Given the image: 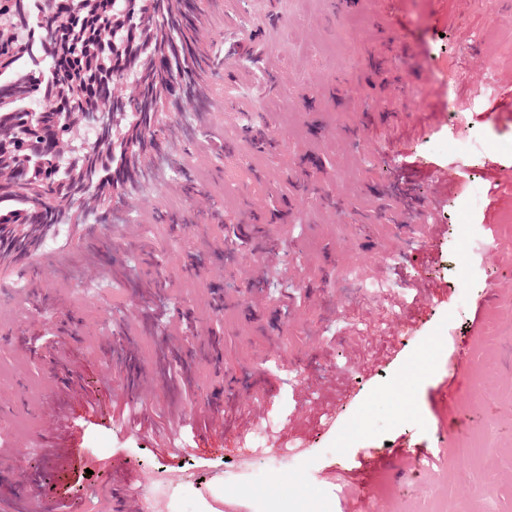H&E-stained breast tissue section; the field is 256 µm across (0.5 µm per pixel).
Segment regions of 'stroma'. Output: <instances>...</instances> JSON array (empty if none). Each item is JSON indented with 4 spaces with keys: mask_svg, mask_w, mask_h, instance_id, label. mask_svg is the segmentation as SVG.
<instances>
[{
    "mask_svg": "<svg viewBox=\"0 0 512 512\" xmlns=\"http://www.w3.org/2000/svg\"><path fill=\"white\" fill-rule=\"evenodd\" d=\"M192 35L194 102H170L158 148L124 195L72 210L42 257L0 276V405L12 409L0 445L24 448V464L43 460L63 440L55 415H67L81 440L49 495L79 512H112L86 489L136 490L143 465L224 496L225 473L240 466L229 445L176 461L129 422L86 413L110 365L87 358L122 329L136 342L131 368L156 381L141 398L153 411L190 413L221 373L253 377L274 438L307 447L303 475L254 487L275 512L321 495L344 512L345 485L383 512H469L465 482L485 491L483 512H512V204L485 194L490 166L512 167V111L464 115L484 99L473 57L493 67L497 91H512V0H358L350 11L335 0H195ZM371 112L392 118L373 125ZM433 167L457 184L426 269L447 296L426 306L380 297L373 286L415 276L411 247L384 216L426 192ZM399 172L410 195L393 186ZM251 208L277 255L256 292L240 228ZM470 236L490 249L462 257ZM32 278L54 294L35 317ZM160 304L203 344L172 346ZM409 319L404 339L397 325ZM45 334L71 340L32 361L21 342ZM461 347L467 362L454 373ZM347 387L341 417L361 429L350 441L320 421ZM405 446L422 451L421 471L400 456ZM364 448L374 467L361 465ZM104 457L111 470L95 466Z\"/></svg>",
    "mask_w": 512,
    "mask_h": 512,
    "instance_id": "1",
    "label": "stroma"
}]
</instances>
